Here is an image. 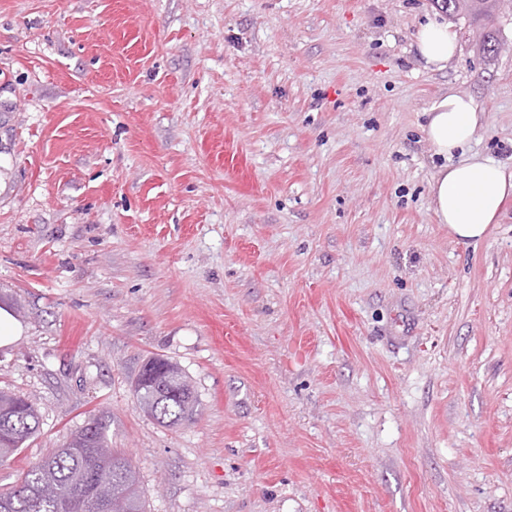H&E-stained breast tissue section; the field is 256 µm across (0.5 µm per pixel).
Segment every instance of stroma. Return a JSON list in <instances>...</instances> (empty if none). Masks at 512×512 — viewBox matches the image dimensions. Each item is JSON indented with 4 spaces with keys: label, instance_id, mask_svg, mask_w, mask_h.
<instances>
[{
    "label": "stroma",
    "instance_id": "obj_1",
    "mask_svg": "<svg viewBox=\"0 0 512 512\" xmlns=\"http://www.w3.org/2000/svg\"><path fill=\"white\" fill-rule=\"evenodd\" d=\"M434 0H0V388L39 434L99 412L146 512H512V201L438 223L440 96L512 167V52ZM177 362L198 412L134 394ZM471 1L466 11L461 13L457 10L456 0H436L437 7L448 14L447 22L429 19L426 24L420 26L415 38L416 53L427 68L443 70L455 56L458 48L457 37L448 27V19L456 20L461 15L482 26L483 38L478 41L477 46L485 58L496 57L494 45L497 41L499 54L503 51L504 43L500 38L498 40V33L493 29L496 3L493 0ZM23 326L14 319L6 308L0 307V347L11 345L20 336H23ZM147 372L149 384L142 381ZM187 384L190 385L177 363L153 358L144 364L136 379V399L142 410L160 423L169 427L179 426L192 419L197 402ZM164 391L169 395H164Z\"/></svg>",
    "mask_w": 512,
    "mask_h": 512
}]
</instances>
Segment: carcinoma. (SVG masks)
Here are the masks:
<instances>
[{"label": "carcinoma", "mask_w": 512, "mask_h": 512, "mask_svg": "<svg viewBox=\"0 0 512 512\" xmlns=\"http://www.w3.org/2000/svg\"><path fill=\"white\" fill-rule=\"evenodd\" d=\"M437 7L455 20L461 15L482 26L479 52L495 57L498 33L493 29L495 2L472 0L465 12L457 10L456 0H436ZM137 377L136 399L142 410L169 427L192 419L196 397L178 364L163 358L148 360ZM110 420L102 412L24 471L18 482L0 489V512H107L105 504L122 499L124 512H145L138 486L137 471L127 452L109 442ZM40 431L35 403L0 389V462L17 456Z\"/></svg>", "instance_id": "carcinoma-1"}]
</instances>
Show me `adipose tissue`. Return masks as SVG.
<instances>
[{
	"mask_svg": "<svg viewBox=\"0 0 512 512\" xmlns=\"http://www.w3.org/2000/svg\"><path fill=\"white\" fill-rule=\"evenodd\" d=\"M415 48L427 68L441 70L456 54L457 37L447 22L434 18L420 26ZM427 116L425 138L433 153L444 160L429 184L431 208L456 239L479 241L512 197V168L469 151L480 127L479 107L473 98L443 95Z\"/></svg>",
	"mask_w": 512,
	"mask_h": 512,
	"instance_id": "adipose-tissue-1",
	"label": "adipose tissue"
}]
</instances>
